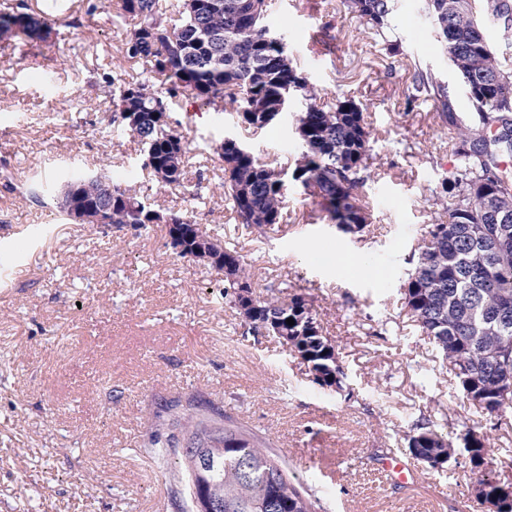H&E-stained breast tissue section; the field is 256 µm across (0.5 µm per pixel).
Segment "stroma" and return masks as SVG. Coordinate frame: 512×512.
Here are the masks:
<instances>
[{
    "instance_id": "stroma-1",
    "label": "stroma",
    "mask_w": 512,
    "mask_h": 512,
    "mask_svg": "<svg viewBox=\"0 0 512 512\" xmlns=\"http://www.w3.org/2000/svg\"><path fill=\"white\" fill-rule=\"evenodd\" d=\"M53 8L57 41L0 48V512H179L174 466L139 453L166 404L195 396L269 438L322 512H488L463 448L439 471L413 460L421 418L449 440L488 437L486 470L512 484V416L497 425L467 400L429 337L407 315L403 286L421 233L442 204L430 185L454 164L451 127L431 102H408L415 68L441 83L457 119L465 87L420 15L399 0V47L375 44L343 0H279L278 36L324 103L347 93L367 109L372 160L362 193L374 220L359 236L328 223L317 198L289 182L284 221L259 231L236 223L218 197L213 146L227 136L290 168L300 152L289 118L251 134L231 110L169 102L189 145L183 185L156 189L137 141L117 135L112 106L91 88L105 63L134 77L121 41L131 21L84 16L81 0H28ZM81 17L80 28L67 27ZM111 158L132 193L191 211L243 255L255 295L303 296L336 349L342 392L314 382L273 336L245 334L221 293L224 273L173 252L162 225L140 234L73 224L15 192L62 183ZM363 269H340L345 254ZM410 464L391 478L385 457Z\"/></svg>"
}]
</instances>
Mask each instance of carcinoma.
Wrapping results in <instances>:
<instances>
[{
	"mask_svg": "<svg viewBox=\"0 0 512 512\" xmlns=\"http://www.w3.org/2000/svg\"><path fill=\"white\" fill-rule=\"evenodd\" d=\"M84 14L106 12L135 21L122 42L123 57L148 65L127 79L109 65L100 68L95 87L112 105V125L141 145L142 165L160 187L184 181L187 144L157 113L168 100L188 98L203 105L236 108L238 123L254 132L273 125L296 107L294 133L302 145L294 180L319 199L325 218L350 234L364 232L371 213L359 196L371 156L366 109L351 95L326 108L321 89L299 68L286 44L266 40L271 31L269 0H82ZM368 33L389 47L397 32L396 0H345ZM438 42L448 54L472 104L471 124L457 126L444 87L417 68L408 100L434 103V119L456 128L455 163L448 178L430 189L448 199L440 222L423 229L417 265L403 288L408 314L452 368L468 400L490 415L512 407V0H421ZM55 15L32 10L27 0H0V42L23 39L43 44L57 34ZM498 30L493 42L487 23ZM224 172L221 199L238 223L264 230L283 220L287 184L276 166L250 150L221 142L214 149ZM43 206L55 205L72 220L74 203L93 209L101 224L139 232L164 224L192 253L197 238L216 242L224 265V303L234 307L246 332L272 335L287 352L303 359L314 382L343 388L344 372L335 348L320 331L301 296L287 302L254 298L243 306L242 292H253L244 258L215 241L187 212L161 209L133 195L104 174L82 171L60 186L27 189ZM294 324L289 325L286 319ZM462 444L471 468L486 463L485 437L468 431ZM270 442L233 417L192 398L159 416L147 453L181 460V512H195V501L222 505V512H319V499L288 474ZM447 436L419 424L408 439L410 455L441 470L451 458ZM478 499L490 512H512V486L486 475Z\"/></svg>",
	"mask_w": 512,
	"mask_h": 512,
	"instance_id": "1",
	"label": "carcinoma"
}]
</instances>
